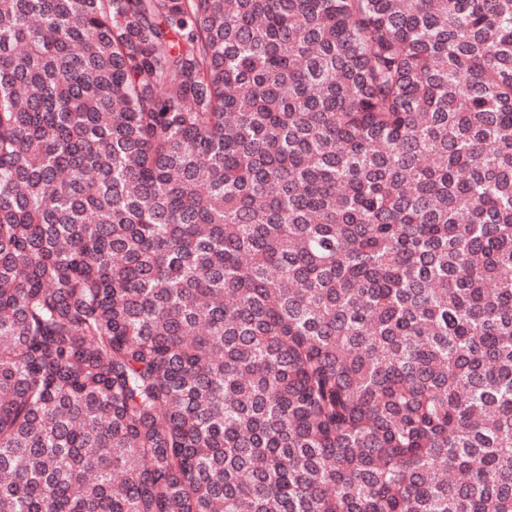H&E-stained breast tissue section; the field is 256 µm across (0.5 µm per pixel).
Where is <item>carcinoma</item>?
Segmentation results:
<instances>
[{
	"label": "carcinoma",
	"instance_id": "obj_1",
	"mask_svg": "<svg viewBox=\"0 0 512 512\" xmlns=\"http://www.w3.org/2000/svg\"><path fill=\"white\" fill-rule=\"evenodd\" d=\"M0 512H512V0H0Z\"/></svg>",
	"mask_w": 512,
	"mask_h": 512
}]
</instances>
